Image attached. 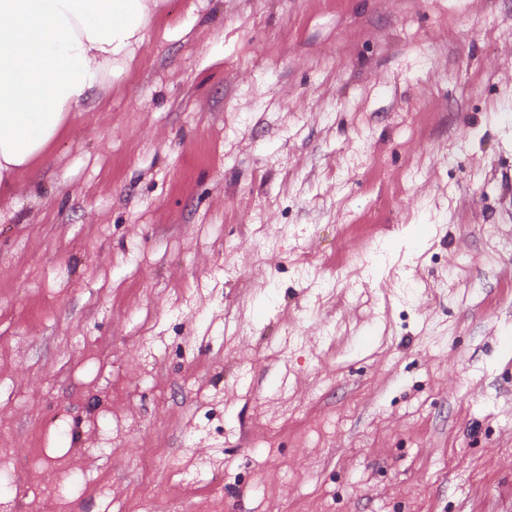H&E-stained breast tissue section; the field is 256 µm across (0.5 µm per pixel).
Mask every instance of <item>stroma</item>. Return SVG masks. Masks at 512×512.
Listing matches in <instances>:
<instances>
[{
	"label": "stroma",
	"mask_w": 512,
	"mask_h": 512,
	"mask_svg": "<svg viewBox=\"0 0 512 512\" xmlns=\"http://www.w3.org/2000/svg\"><path fill=\"white\" fill-rule=\"evenodd\" d=\"M205 499L512 512V0H162L0 199V504Z\"/></svg>",
	"instance_id": "1"
}]
</instances>
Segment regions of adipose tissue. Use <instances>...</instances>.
Here are the masks:
<instances>
[{"label":"adipose tissue","mask_w":512,"mask_h":512,"mask_svg":"<svg viewBox=\"0 0 512 512\" xmlns=\"http://www.w3.org/2000/svg\"><path fill=\"white\" fill-rule=\"evenodd\" d=\"M159 0H0V194L120 75Z\"/></svg>","instance_id":"obj_1"}]
</instances>
